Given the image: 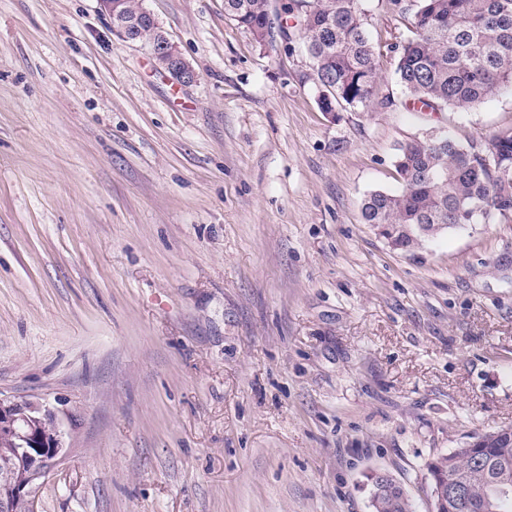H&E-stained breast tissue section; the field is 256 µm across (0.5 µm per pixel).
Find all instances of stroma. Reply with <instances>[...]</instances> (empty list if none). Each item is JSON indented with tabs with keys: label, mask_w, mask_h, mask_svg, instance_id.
I'll return each mask as SVG.
<instances>
[{
	"label": "stroma",
	"mask_w": 512,
	"mask_h": 512,
	"mask_svg": "<svg viewBox=\"0 0 512 512\" xmlns=\"http://www.w3.org/2000/svg\"><path fill=\"white\" fill-rule=\"evenodd\" d=\"M143 5L192 85L99 0H0V394L71 432L37 512H371L374 470L433 512L425 461L512 426V223L408 254L361 200L410 136L486 143L512 93L333 119L295 28ZM359 6L399 94L410 32Z\"/></svg>",
	"instance_id": "35a3bbf8"
}]
</instances>
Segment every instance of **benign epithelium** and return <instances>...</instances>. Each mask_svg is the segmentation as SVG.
Returning a JSON list of instances; mask_svg holds the SVG:
<instances>
[{"label":"benign epithelium","mask_w":512,"mask_h":512,"mask_svg":"<svg viewBox=\"0 0 512 512\" xmlns=\"http://www.w3.org/2000/svg\"><path fill=\"white\" fill-rule=\"evenodd\" d=\"M113 30L123 42L148 44L156 66L182 86L195 81L196 74L182 55H174L170 41L153 14L147 9L130 14L120 7L121 0H102ZM69 432L58 419L55 408L40 400L15 399L0 395V437L12 441L21 458L18 471L0 477V512H14L25 500L36 512V490L52 474L68 451ZM438 508L463 512L470 507L467 495L453 471L435 482Z\"/></svg>","instance_id":"benign-epithelium-1"}]
</instances>
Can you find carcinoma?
Wrapping results in <instances>:
<instances>
[{
	"label": "carcinoma",
	"instance_id": "carcinoma-1",
	"mask_svg": "<svg viewBox=\"0 0 512 512\" xmlns=\"http://www.w3.org/2000/svg\"><path fill=\"white\" fill-rule=\"evenodd\" d=\"M407 20L411 37L395 47L394 75L406 107L415 112L462 111L499 92H512V0H391ZM225 13L252 35L283 27L269 0H224ZM283 13L294 18L302 48L313 60L319 104L328 98L336 110L393 104L376 99L383 54L366 31L358 0H290ZM433 132L397 145V191L374 190L361 204L366 224H385L391 246L414 253L426 241L465 224L512 220V125L499 128L487 144L457 142L441 132L448 149L431 146ZM487 454L508 463L512 444L475 433ZM453 462L470 487L475 512H512V493L498 494L495 467L482 469L465 448L427 460L432 475ZM17 448L0 438V475L18 468ZM379 512H413L410 495L394 484L379 500Z\"/></svg>",
	"mask_w": 512,
	"mask_h": 512
}]
</instances>
